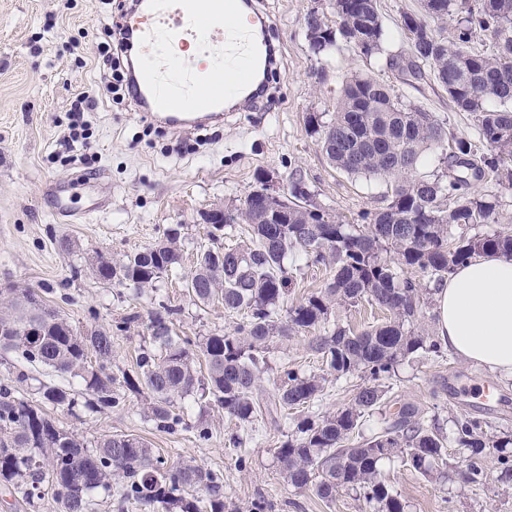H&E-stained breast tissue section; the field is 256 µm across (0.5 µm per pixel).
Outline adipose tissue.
<instances>
[{"label": "adipose tissue", "mask_w": 512, "mask_h": 512, "mask_svg": "<svg viewBox=\"0 0 512 512\" xmlns=\"http://www.w3.org/2000/svg\"><path fill=\"white\" fill-rule=\"evenodd\" d=\"M435 305V333L450 352L512 378V259L487 254L458 266Z\"/></svg>", "instance_id": "obj_1"}]
</instances>
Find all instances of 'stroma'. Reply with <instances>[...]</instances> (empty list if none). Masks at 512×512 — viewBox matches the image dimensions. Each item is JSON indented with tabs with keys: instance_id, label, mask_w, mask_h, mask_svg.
<instances>
[{
	"instance_id": "stroma-1",
	"label": "stroma",
	"mask_w": 512,
	"mask_h": 512,
	"mask_svg": "<svg viewBox=\"0 0 512 512\" xmlns=\"http://www.w3.org/2000/svg\"><path fill=\"white\" fill-rule=\"evenodd\" d=\"M387 33V47H407L404 14L420 11L421 0H378ZM277 60L268 74L267 100L237 109L223 124L175 130L147 125L133 101H100L90 116L86 144L66 147L71 102L83 92L104 93L92 63L110 37L100 0H0V288L25 285L80 328L112 334L114 376L134 369L136 357L150 337L143 322L120 332L115 324L134 313L146 314L158 303L178 308L174 329L198 340L231 331L236 323L220 304L200 306L186 288V266L199 251L211 248L200 215L212 204L243 200L264 170L281 184L303 178L321 205L346 222L360 212L384 204L387 184L379 179L351 177L334 169L306 129L312 112L332 113L346 77L360 73L384 82L394 94L424 106L446 122L450 133L476 139L470 115L450 108L447 98L432 91L418 93L404 84L385 58H366L342 46L326 55L314 54L305 38L304 19L311 9L334 15V0H259ZM96 177L95 190L110 200L101 211L72 220L55 216L45 193L51 181ZM180 228L185 268L162 279L143 296L121 286L100 284L92 275L96 256L110 259L144 249L162 240L168 229ZM69 240L71 250L61 247ZM293 279L288 299L298 302L325 287L332 273L308 265L300 250L288 256ZM298 336L275 341L267 354L262 387L272 392L278 371L292 365L317 372L321 361ZM489 385L496 402L485 419L512 434V379L454 353L421 357L401 365L390 393V410L412 404L426 424L439 426L449 437V461L462 451L453 444L454 421L473 415L472 394ZM141 398L125 394L104 412L79 406L52 409L56 424L83 438L87 445L110 435L142 437L166 467L192 462L222 475L224 494L240 505L265 498L273 512H362L354 493L342 490L333 502L284 483L273 450L294 432L296 415L274 413L253 424L257 437L242 453L248 463L238 469L240 451L225 447L242 425L214 407L201 406L196 396L182 399L184 422L161 429L140 416ZM205 421L210 440L195 438L191 427ZM498 449H488L485 479L480 488L457 476L439 482L390 462L383 473L406 501L407 512H512V486L501 485Z\"/></svg>"
}]
</instances>
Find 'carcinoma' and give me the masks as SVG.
Returning a JSON list of instances; mask_svg holds the SVG:
<instances>
[{
	"label": "carcinoma",
	"instance_id": "1",
	"mask_svg": "<svg viewBox=\"0 0 512 512\" xmlns=\"http://www.w3.org/2000/svg\"><path fill=\"white\" fill-rule=\"evenodd\" d=\"M439 18L456 14L452 38L433 35L416 14L403 16L420 37L389 64L407 67L412 79L434 81L458 112L474 119L479 143L452 135L435 113L407 103L380 81L354 74L343 84L336 112L324 121L312 113L310 135L329 162L352 177L390 183L386 205L360 213L361 224H347L334 211L315 203L303 184L291 183L288 210L269 211L265 198L250 191L238 205L224 207V223L208 230L215 246L197 254L187 275L192 300L218 303L239 317L233 331L183 339L173 329L178 309L164 303L148 313L151 348L136 358V370L123 375V386L144 398L143 414L157 427L183 423L177 401L193 393L250 423L263 411L303 410L296 430L274 449L284 481L331 502L352 490L364 512H405L400 495L386 482L383 464L401 466L437 480L448 479V446L438 427L423 423L419 408L404 404L379 430L363 427L383 413L389 383L403 362L418 355L440 357L447 351L423 325L429 292L417 275L441 283L456 267L478 254L512 258V228L471 233L480 224H499L498 200L476 189L480 182L512 188V0H433ZM336 30L320 38L312 18L304 25L310 49L327 53L361 39L366 58L385 52V28L377 0H335ZM479 29L492 38L490 55L472 46ZM443 155L444 168L419 172L430 152ZM250 226L252 244L223 247L221 232L239 223ZM180 231L165 240L114 261L102 256L92 264L99 282L142 294L180 268ZM303 251L307 262L331 268L324 288L288 304L292 272L288 252ZM366 303L389 313L381 323L359 332L330 322L338 305ZM0 349L15 352L29 364L79 377L98 411L118 405L116 378L109 372L112 336L81 331L49 307L32 288L0 289ZM30 329L38 330L28 336ZM312 334L308 342L336 378L358 376L351 403L322 416L310 411L326 378L289 365L280 370L272 393L261 389L266 353L277 338ZM95 365L85 366L88 356ZM39 400L9 388L0 389V489L11 495L25 489L31 501L38 485L48 482L62 512H94L90 493L123 479V500L151 512H240L224 497L218 474L183 463L174 469L154 454L150 444L131 435H113L88 449L79 436L57 427L44 408L73 409L69 389L39 382ZM455 442L464 449L454 471L465 484L484 476L485 449L512 445L488 420L455 421Z\"/></svg>",
	"mask_w": 512,
	"mask_h": 512
}]
</instances>
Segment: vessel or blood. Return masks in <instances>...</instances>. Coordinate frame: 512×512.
Instances as JSON below:
<instances>
[{
  "label": "vessel or blood",
  "mask_w": 512,
  "mask_h": 512,
  "mask_svg": "<svg viewBox=\"0 0 512 512\" xmlns=\"http://www.w3.org/2000/svg\"><path fill=\"white\" fill-rule=\"evenodd\" d=\"M241 14L240 0H134L125 18L130 39L139 48L132 63V88L150 121L196 129L223 119L225 100L242 95L263 62L258 45L229 37V24ZM173 39L196 46L202 59L198 69L171 55ZM213 69L224 70L223 88L196 96V84Z\"/></svg>",
  "instance_id": "obj_1"
}]
</instances>
